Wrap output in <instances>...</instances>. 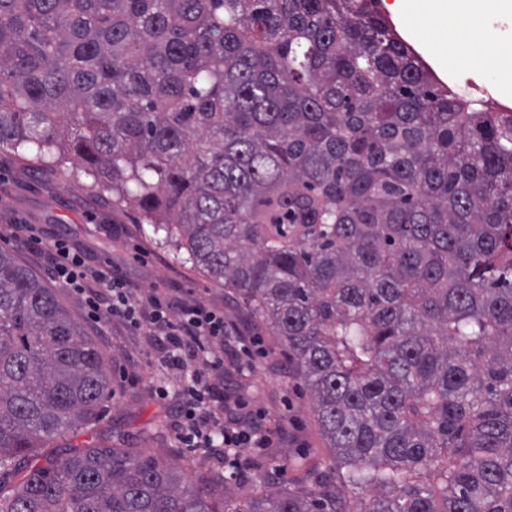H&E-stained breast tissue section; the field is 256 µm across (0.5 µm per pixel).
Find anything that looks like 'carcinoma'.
<instances>
[{"instance_id":"cac0c4a2","label":"carcinoma","mask_w":512,"mask_h":512,"mask_svg":"<svg viewBox=\"0 0 512 512\" xmlns=\"http://www.w3.org/2000/svg\"><path fill=\"white\" fill-rule=\"evenodd\" d=\"M0 149L84 169L270 324L333 453L238 497L46 448L112 378L0 249V512H512V111L439 83L377 0H0Z\"/></svg>"}]
</instances>
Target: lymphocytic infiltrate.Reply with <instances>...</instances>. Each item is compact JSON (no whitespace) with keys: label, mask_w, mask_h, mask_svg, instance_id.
Listing matches in <instances>:
<instances>
[{"label":"lymphocytic infiltrate","mask_w":512,"mask_h":512,"mask_svg":"<svg viewBox=\"0 0 512 512\" xmlns=\"http://www.w3.org/2000/svg\"><path fill=\"white\" fill-rule=\"evenodd\" d=\"M48 249L50 272L54 281L85 294L87 316L92 321L117 317L134 329L157 333L166 346L165 364L185 374L183 401L177 404L179 440L187 448L221 443L239 451L264 448L271 439L255 425L236 421L222 422L214 407L213 377L224 372V356L219 348L225 338L243 337V330L225 322L221 310L199 303L174 302L157 292H149L146 307L135 305L123 280L111 265H91L68 242L51 241ZM96 282L99 290L86 294L85 285Z\"/></svg>","instance_id":"f902f5d3"}]
</instances>
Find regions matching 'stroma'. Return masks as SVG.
<instances>
[{"label": "stroma", "mask_w": 512, "mask_h": 512, "mask_svg": "<svg viewBox=\"0 0 512 512\" xmlns=\"http://www.w3.org/2000/svg\"><path fill=\"white\" fill-rule=\"evenodd\" d=\"M390 22L439 81L453 88L470 84L472 95L487 92L512 107V81L502 67L484 74L449 68L440 53L447 30L427 27L422 20L405 23L395 16ZM91 183V177L71 164L56 171H32L0 151V247L12 250L40 278H47L46 254L31 251L10 233L12 225L34 224L43 230L44 240L66 239L90 263H111L130 288L155 287L174 301L223 310L225 321L255 339L246 348L231 338L224 341V376L215 382L224 415L277 429L278 434L272 447L240 453L233 462L214 449L179 447L166 406L179 400L181 375L158 364L157 337L133 331L119 320L90 321L83 295L65 287L63 303L107 351L112 397L100 416L101 429L130 448L151 453L167 449L171 463L183 465V476L191 482L219 473L228 476L232 492L264 496L281 487L308 489L312 474L327 469L332 451L319 430L308 392L287 367L280 337L230 290L211 283L172 250L157 245L136 205L116 206L111 198H95ZM160 387L169 392L164 405L153 395Z\"/></svg>", "instance_id": "stroma-1"}]
</instances>
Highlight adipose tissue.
<instances>
[{
    "label": "adipose tissue",
    "instance_id": "1",
    "mask_svg": "<svg viewBox=\"0 0 512 512\" xmlns=\"http://www.w3.org/2000/svg\"><path fill=\"white\" fill-rule=\"evenodd\" d=\"M393 0L390 11L399 17L410 18L425 14L434 24L451 16L454 36L448 43V57L455 67L477 69L484 65L490 47H498L501 57L512 56V38L493 26V19L512 20V0Z\"/></svg>",
    "mask_w": 512,
    "mask_h": 512
}]
</instances>
